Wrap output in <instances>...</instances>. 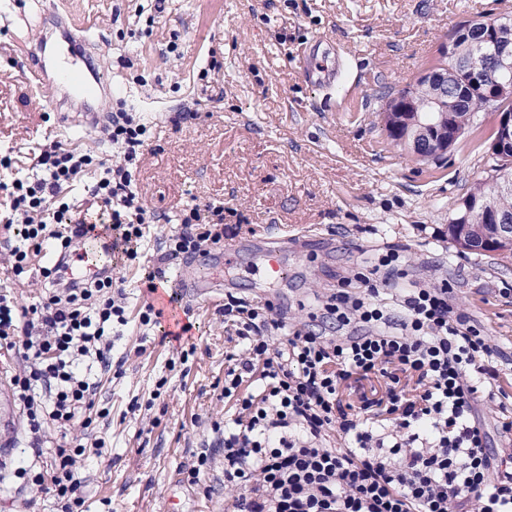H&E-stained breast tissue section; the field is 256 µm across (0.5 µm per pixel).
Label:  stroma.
<instances>
[{"instance_id": "1", "label": "stroma", "mask_w": 512, "mask_h": 512, "mask_svg": "<svg viewBox=\"0 0 512 512\" xmlns=\"http://www.w3.org/2000/svg\"><path fill=\"white\" fill-rule=\"evenodd\" d=\"M0 157L30 171L48 139L96 155L110 153L100 129L67 124L76 106L58 85L37 88L35 46L85 31L98 50L73 44L112 83L101 113H143L150 140L136 171L148 209L139 261L124 278L131 312L112 352L121 374L93 368L95 419L105 459L83 471L86 512L110 498L112 512H224L223 460L213 457L202 487L188 485L210 425L229 410L221 396L236 337L217 305L186 316L195 351L177 361L165 328L144 327L138 311L160 244L192 205H220L228 237H287L288 263L275 307L289 330L302 328L331 289L356 279L366 261L394 249L401 287L447 283L455 314L495 344V367L512 380V254L459 250L448 238L456 204L486 181L488 147L465 131L444 158L420 161L387 136L385 92L440 63L453 28L470 19L512 16V0H0ZM481 419L488 446L512 453L498 425L512 409L490 386Z\"/></svg>"}]
</instances>
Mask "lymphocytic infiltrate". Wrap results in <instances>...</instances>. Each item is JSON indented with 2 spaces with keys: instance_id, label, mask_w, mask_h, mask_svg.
I'll list each match as a JSON object with an SVG mask.
<instances>
[{
  "instance_id": "obj_1",
  "label": "lymphocytic infiltrate",
  "mask_w": 512,
  "mask_h": 512,
  "mask_svg": "<svg viewBox=\"0 0 512 512\" xmlns=\"http://www.w3.org/2000/svg\"><path fill=\"white\" fill-rule=\"evenodd\" d=\"M148 133L141 113L114 112L103 128L109 157L53 142L36 157L33 176L10 183L5 222L19 225L22 244L0 263L19 278L42 250L57 255L56 266L41 269L35 303L0 294V349H23L10 384L32 447L46 421L92 425L95 385L80 366L90 360L111 370L112 333L128 322L122 280L67 286L59 275L73 235L96 230L67 191L93 174L90 202L108 217L112 249L136 261L155 220L135 178ZM200 211H185L165 259L223 240V206L212 207L206 224ZM398 260L387 251L358 274L362 291L327 296L331 336L313 328L283 334L272 303L226 294L224 318L244 342L221 392L234 419L212 425L230 512H512V459L489 450L478 420L479 391L497 376L494 350L455 316L447 284L395 292ZM337 438L344 447L334 446ZM105 452L104 439H78L57 449L46 469L19 461L0 482L21 481L51 495L60 512H80L79 473Z\"/></svg>"
}]
</instances>
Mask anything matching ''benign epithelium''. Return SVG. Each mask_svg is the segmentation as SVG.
<instances>
[{
	"mask_svg": "<svg viewBox=\"0 0 512 512\" xmlns=\"http://www.w3.org/2000/svg\"><path fill=\"white\" fill-rule=\"evenodd\" d=\"M447 64L425 71L417 84L428 86L437 109L421 116L413 106L411 90L395 98L384 115L392 130L404 128L411 139L399 140L409 152L424 149L422 157L434 158L451 149L461 134L453 113L444 104L448 85L469 83L492 89L488 99L490 111L498 114L491 155L496 159L512 156V113L500 107V101L512 97V84L499 81V75L512 70V20L482 23L472 20L444 46ZM455 239L465 250L471 248L472 227L483 226L484 236L505 247L512 246V221L496 210L471 199L456 204Z\"/></svg>",
	"mask_w": 512,
	"mask_h": 512,
	"instance_id": "benign-epithelium-1",
	"label": "benign epithelium"
}]
</instances>
